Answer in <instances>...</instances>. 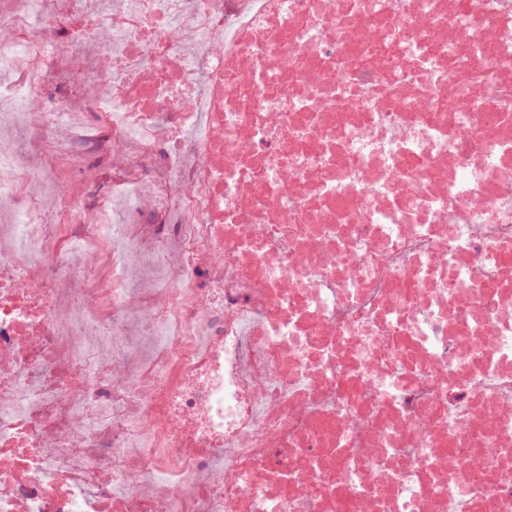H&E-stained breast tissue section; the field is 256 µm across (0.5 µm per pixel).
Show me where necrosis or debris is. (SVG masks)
Listing matches in <instances>:
<instances>
[{
    "mask_svg": "<svg viewBox=\"0 0 512 512\" xmlns=\"http://www.w3.org/2000/svg\"><path fill=\"white\" fill-rule=\"evenodd\" d=\"M0 512H512V0H0Z\"/></svg>",
    "mask_w": 512,
    "mask_h": 512,
    "instance_id": "necrosis-or-debris-1",
    "label": "necrosis or debris"
}]
</instances>
